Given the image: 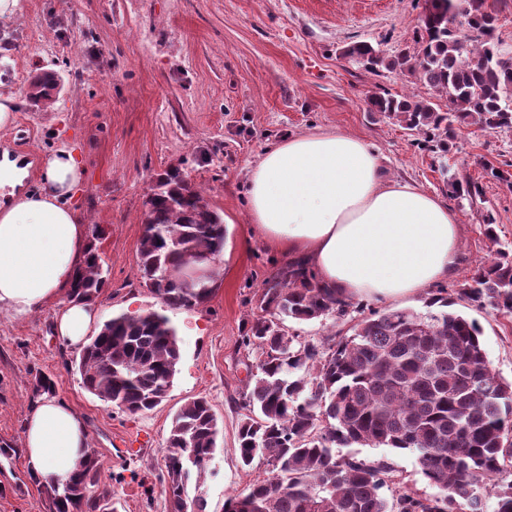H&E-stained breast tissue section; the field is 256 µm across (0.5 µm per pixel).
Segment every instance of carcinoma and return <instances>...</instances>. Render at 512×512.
Returning <instances> with one entry per match:
<instances>
[{
	"label": "carcinoma",
	"instance_id": "cac0c4a2",
	"mask_svg": "<svg viewBox=\"0 0 512 512\" xmlns=\"http://www.w3.org/2000/svg\"><path fill=\"white\" fill-rule=\"evenodd\" d=\"M420 17L417 50L386 57L369 43L343 56L388 70H407L446 98V109L427 99L387 95L369 98V108L397 119L410 134L446 153L455 125L496 133L512 129V58L493 32L496 14L485 0H430ZM479 31L468 43L460 26ZM59 76L33 82L28 99L52 101ZM476 190L469 180L448 179V192L462 198ZM139 246L142 283L171 309H191L212 294L211 279L189 284L170 276L224 249V221L179 170L160 175L145 202ZM489 258L455 290L459 299L488 304L512 316V252L485 228ZM107 286L99 247L91 244L74 279L71 297L97 298ZM256 312L241 344L259 352L248 366L239 430L242 465L261 457L273 476L228 496L224 512H486L484 492L512 469V382L489 366L479 324L448 310L440 294L426 310L373 311L349 336L321 344L302 343L289 322L336 314L353 300L324 287L302 261L285 263L254 295ZM180 359L178 336L156 310L120 313L106 320L80 355L83 387L130 414L153 410L166 397L170 372ZM218 420L209 402H186L172 418L165 448V484L170 512H188L192 470H204L215 453ZM359 445L412 453L437 493L421 497L384 494L393 469L383 459H361L336 449ZM95 451L69 489L51 490L52 512L106 510L112 492L93 495L100 480ZM493 512H512V482L494 484Z\"/></svg>",
	"mask_w": 512,
	"mask_h": 512
}]
</instances>
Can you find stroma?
Returning <instances> with one entry per match:
<instances>
[{"instance_id": "obj_1", "label": "stroma", "mask_w": 512, "mask_h": 512, "mask_svg": "<svg viewBox=\"0 0 512 512\" xmlns=\"http://www.w3.org/2000/svg\"><path fill=\"white\" fill-rule=\"evenodd\" d=\"M423 0H21L0 20V95L17 104L0 128V153L34 157L26 189L37 187L45 158L75 149L84 174L72 204L89 227H101L108 286L97 298L102 319L161 310L177 330L181 357L167 398L131 415L86 392L75 366L78 351L53 333L52 309L25 318L0 314V512H50L20 451L21 433L39 375L55 395L85 417L90 446L101 462V487L118 512H169L159 476L171 420L186 401L203 396L220 433L206 471L191 476L189 498L204 512H224L227 496L266 478L264 460L242 467L237 431L247 365L257 354L241 347L254 294L286 259L251 230L245 186L250 167L288 134L338 132L366 142L390 180L415 182L460 216L454 290L488 255L483 234L493 222L512 249V131L458 129L448 153L416 143L395 119L369 111L374 95L436 94L408 71L371 70L345 58L344 47L368 42L394 56L416 46ZM61 78L48 110L31 106L30 82L47 70ZM478 188L475 199L449 194L443 167ZM188 173L224 218V252L210 299L192 309H167L140 279L138 249L144 202L158 174ZM425 296L390 303L362 299L342 318L297 324L311 343L347 336L362 313L424 310ZM455 311L476 320L492 370L512 381V318L490 306L456 300ZM358 457L387 460L391 494H435L413 454L357 448Z\"/></svg>"}]
</instances>
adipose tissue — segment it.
<instances>
[{"label": "adipose tissue", "instance_id": "adipose-tissue-1", "mask_svg": "<svg viewBox=\"0 0 512 512\" xmlns=\"http://www.w3.org/2000/svg\"><path fill=\"white\" fill-rule=\"evenodd\" d=\"M26 175L16 162L0 161V180L11 188L0 204V311L20 318L55 307L58 338L78 346L98 321L93 302L69 297L90 245L87 225L67 203L82 163L63 148L47 157L37 189H23ZM247 198L250 221L269 247L305 260L322 285L353 299L418 296L456 267L458 213L416 184L385 180L377 154L354 136L282 137L251 167ZM21 445L32 478L53 489L85 464V419L41 393Z\"/></svg>", "mask_w": 512, "mask_h": 512}]
</instances>
